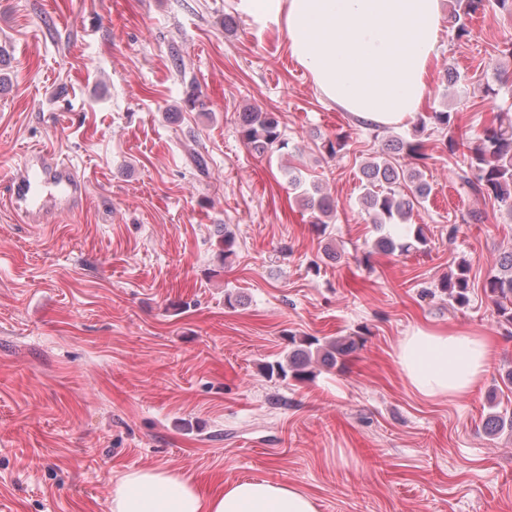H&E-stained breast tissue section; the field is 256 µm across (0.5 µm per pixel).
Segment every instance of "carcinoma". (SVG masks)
Listing matches in <instances>:
<instances>
[{
    "label": "carcinoma",
    "instance_id": "1",
    "mask_svg": "<svg viewBox=\"0 0 512 512\" xmlns=\"http://www.w3.org/2000/svg\"><path fill=\"white\" fill-rule=\"evenodd\" d=\"M498 9L512 14V0H456L450 12V23L458 39L470 35L469 23L474 16L489 9ZM442 128L454 127L453 115L449 112H431L419 120V131L427 124ZM239 134L252 152L264 155L288 148V142L280 130V122L272 112L250 107L239 113ZM446 147L451 152L466 149L463 153L464 166L457 173V184L462 190L474 196L492 201L498 211L512 218V114L501 112L496 122L486 126L475 140L449 137ZM387 154L403 156L410 160L411 167L405 169L384 158L363 167L365 180L362 197L371 223L381 230L388 224H402L410 218L414 208L422 205L429 196V187L422 180L421 167L429 155L424 141L419 138H396L388 141ZM304 206L310 213V223L317 232H324L326 219L335 208L329 196L321 193L318 186L303 197ZM427 242L422 228L413 234L396 239L383 234L376 239L375 248L380 252H409L417 250ZM498 271L487 280L486 292L493 299L499 320L512 325V251L504 253L498 262ZM468 266L460 264L457 273L441 282L440 290L458 305L468 302ZM362 335L319 338L304 336L289 338L291 349L283 361L269 363L265 374L281 380L291 378L298 382L309 381L316 376L320 367H334L338 358L359 348ZM512 429V415L492 412L484 420V430L496 435L504 428Z\"/></svg>",
    "mask_w": 512,
    "mask_h": 512
}]
</instances>
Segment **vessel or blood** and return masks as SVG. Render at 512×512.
I'll return each mask as SVG.
<instances>
[{
  "instance_id": "vessel-or-blood-1",
  "label": "vessel or blood",
  "mask_w": 512,
  "mask_h": 512,
  "mask_svg": "<svg viewBox=\"0 0 512 512\" xmlns=\"http://www.w3.org/2000/svg\"><path fill=\"white\" fill-rule=\"evenodd\" d=\"M25 168L24 176L9 185L10 201L25 203L30 212L37 213L41 210V192L53 188L62 194L65 206L74 204L78 194L77 178L70 169L52 164L48 152L38 150L31 153Z\"/></svg>"
}]
</instances>
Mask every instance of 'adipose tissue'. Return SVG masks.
<instances>
[{
	"instance_id": "1",
	"label": "adipose tissue",
	"mask_w": 512,
	"mask_h": 512,
	"mask_svg": "<svg viewBox=\"0 0 512 512\" xmlns=\"http://www.w3.org/2000/svg\"><path fill=\"white\" fill-rule=\"evenodd\" d=\"M263 26L275 25L320 94L359 120L407 123L429 92L440 55V0H238ZM487 337L417 329L397 362L414 391L461 397L483 379ZM112 512H316L313 498L285 483L247 480L207 494L162 468H131L112 490Z\"/></svg>"
}]
</instances>
